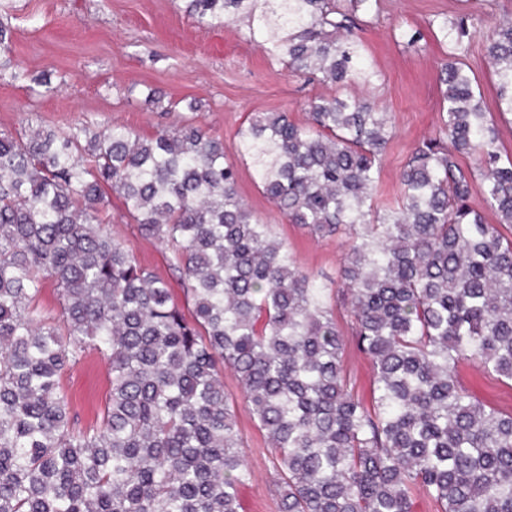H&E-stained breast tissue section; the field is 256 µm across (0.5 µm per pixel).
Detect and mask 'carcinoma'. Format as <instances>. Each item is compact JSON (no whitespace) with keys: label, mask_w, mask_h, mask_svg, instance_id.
Segmentation results:
<instances>
[{"label":"carcinoma","mask_w":512,"mask_h":512,"mask_svg":"<svg viewBox=\"0 0 512 512\" xmlns=\"http://www.w3.org/2000/svg\"><path fill=\"white\" fill-rule=\"evenodd\" d=\"M184 2L201 26L246 20V40L334 89L304 123L254 113L237 136L288 223L348 235L347 253L334 280L299 271L239 197L224 141L193 122L150 138L0 133V512H239L253 472L226 367L266 433L280 512H415V491L435 512H512V415L455 376L466 358L512 381V157L465 63L464 19L439 23L440 126L380 213L390 118L339 92L375 76L354 29L378 0ZM486 53L512 112V19ZM109 190L171 251L184 303L105 228ZM338 304L374 367L369 407L350 389ZM91 346L110 392L80 427L62 378Z\"/></svg>","instance_id":"1"}]
</instances>
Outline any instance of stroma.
Wrapping results in <instances>:
<instances>
[{
	"instance_id": "1",
	"label": "stroma",
	"mask_w": 512,
	"mask_h": 512,
	"mask_svg": "<svg viewBox=\"0 0 512 512\" xmlns=\"http://www.w3.org/2000/svg\"><path fill=\"white\" fill-rule=\"evenodd\" d=\"M512 17V0H380L358 34L364 54L379 78L370 86L350 85L348 95L363 97L387 112L394 135L383 158L375 204L393 207L398 175L414 145L435 134L440 119V64L448 47L437 37L441 18H464L471 39L466 62L477 77L486 109L495 115L498 146L512 156V115L499 114L496 78L485 51L490 18ZM0 20L11 29L8 65L0 67V132L19 135L29 128L98 130L117 123L144 137L180 125L185 101L199 105L196 121L224 141L226 162L238 171L237 190L253 214L272 223L296 267L317 280L336 277L344 259L341 239H321L287 223L262 194L250 162L239 151L237 131L247 115L287 112L306 119L307 103L326 86L286 72L255 43L246 41L244 22L208 28L185 11L183 0H0ZM419 32L408 44L405 35ZM23 67L29 81L14 79ZM53 90L41 92L39 79ZM161 91L146 101L144 87ZM108 227L145 267L165 280L174 297L182 283L170 270V251L142 237L123 198L110 194ZM343 343L344 367L356 396L370 402L374 369L351 333L344 305L334 310ZM456 378L469 392L501 414H512V381L480 364L462 361ZM81 424L95 422L110 390L109 365L96 349L62 379ZM224 390L234 402L246 461L255 475L239 491L240 512H279L268 478L272 457L264 431L245 402L233 371L224 373Z\"/></svg>"
}]
</instances>
